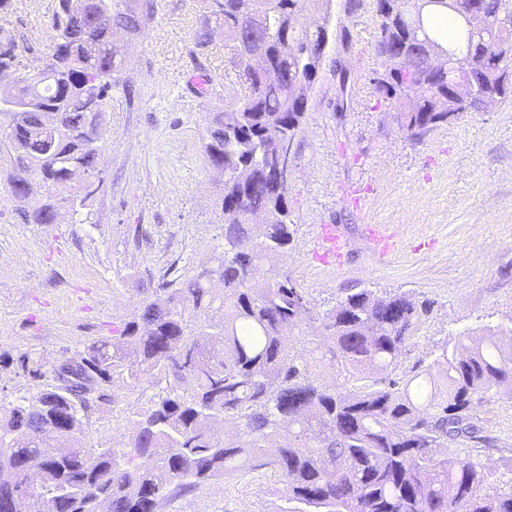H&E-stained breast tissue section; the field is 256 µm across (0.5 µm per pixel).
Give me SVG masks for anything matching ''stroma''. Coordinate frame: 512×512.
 I'll return each instance as SVG.
<instances>
[{"mask_svg":"<svg viewBox=\"0 0 512 512\" xmlns=\"http://www.w3.org/2000/svg\"><path fill=\"white\" fill-rule=\"evenodd\" d=\"M136 34L115 31L120 63L104 101L101 189L80 224H27L0 181V350L53 365L111 335L139 313L158 284L192 273L224 242L222 175L204 157L206 116L235 103L236 67L224 30L202 0H153ZM57 0H9L0 38H11L19 70L53 44ZM327 58L294 142L288 206L295 225L278 272L288 274L313 312L368 288L424 306L400 356L401 369L431 362L452 336L512 332V100L467 112L416 143L394 108L374 93L373 0H332ZM211 39L198 45L196 35ZM350 71L347 93L335 60ZM371 224L402 242L381 259ZM347 243L340 262L314 253L322 227ZM165 380L114 382L93 404L86 435L102 448L128 441L131 419L162 395ZM485 446L462 439L463 458L495 475L512 458V395L475 410ZM284 481L260 472L217 478L164 504L161 512H275Z\"/></svg>","mask_w":512,"mask_h":512,"instance_id":"1","label":"stroma"}]
</instances>
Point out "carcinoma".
I'll list each match as a JSON object with an SVG mask.
<instances>
[{
    "label": "carcinoma",
    "mask_w": 512,
    "mask_h": 512,
    "mask_svg": "<svg viewBox=\"0 0 512 512\" xmlns=\"http://www.w3.org/2000/svg\"><path fill=\"white\" fill-rule=\"evenodd\" d=\"M481 17L468 22L451 13L456 40L438 70L426 66L440 29L412 9L390 15L378 5V58L401 60L374 78L375 92L398 109L407 136L424 140L448 124V113L482 110L489 87L512 93L504 71L512 63V0H480ZM260 17L251 30L235 26L234 9ZM151 0L117 11L112 0H59L53 17L56 74L0 91V113L11 98L28 109L0 129V151L29 183L9 186L17 201L47 195L28 224H59L82 213L100 186L74 184L72 170L97 168L106 134L103 101L116 66L112 30L142 29ZM330 0H227L214 14L224 26V49L242 83L237 107L208 113L204 155L224 175V247L193 274L164 282L140 313L110 337L77 354L81 375L105 387L115 379L135 388L152 377L165 394L137 413L124 449L97 448L87 440V406L58 383L62 365L27 354L15 362L0 353V370L18 364L37 391L0 411V434L12 439L0 469L15 470L0 482V512L28 481L35 463L42 495L29 512H94L105 500L110 512H159L163 503L216 479L243 471L284 479L285 505L277 512H512L508 479L492 481L483 464L452 448L476 439V407L493 393L512 392V338L466 332L437 347L433 363L395 376L399 354L423 309L403 295L369 289L348 293L318 316L303 292L275 260L293 239L288 188L276 182L274 143L297 135L307 101L296 89L315 84L325 62L321 51L331 27ZM261 51L268 68L251 70L244 57ZM480 72L477 93L463 107L448 86ZM79 201L64 211L61 202ZM269 221L254 224L251 216ZM320 323L303 352L288 333ZM328 362L343 381H319L314 363ZM232 420L239 433L228 440L216 430ZM277 441L274 448L266 446Z\"/></svg>",
    "instance_id": "obj_1"
}]
</instances>
